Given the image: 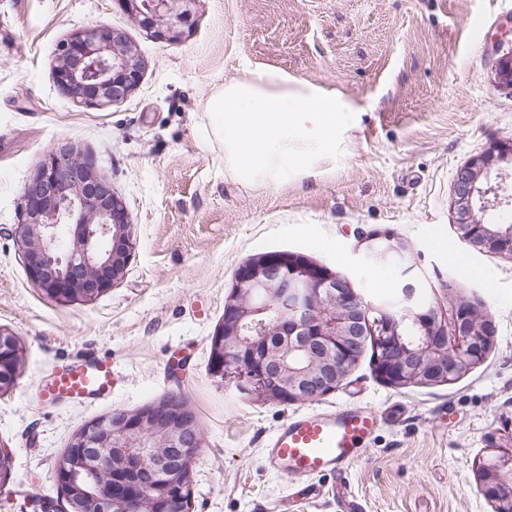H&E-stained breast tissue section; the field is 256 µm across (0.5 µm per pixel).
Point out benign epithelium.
Returning <instances> with one entry per match:
<instances>
[{"mask_svg":"<svg viewBox=\"0 0 512 512\" xmlns=\"http://www.w3.org/2000/svg\"><path fill=\"white\" fill-rule=\"evenodd\" d=\"M121 9L159 39L191 25L194 0H117ZM144 63L124 31L93 27L61 46L58 87L77 103L105 107L139 85ZM512 174V141L492 145L456 174L455 229L462 242L493 257L512 258V221L484 223L500 204L503 181ZM23 222L16 228L30 278L60 300H93L125 275L135 242L124 200L112 184L59 142L24 187ZM69 224L66 241L57 231ZM366 254L411 271L408 246L388 232L362 238ZM417 282L402 284L401 298L368 303L341 277L293 253L252 258L236 272L224 302V323L211 339V371L247 381L260 398L292 404L335 390L352 368L363 337L376 336L383 352L376 372L393 387L451 382L480 363L494 343L496 326L467 303L453 305L451 321L417 299ZM376 327H371V315ZM277 340L272 341L270 337ZM13 341L0 331V392L13 382L5 370ZM196 419L180 405L157 403L112 419L93 421L69 446L88 449L64 474L86 493L102 471L112 485L92 495L97 512H163L155 485L137 477L145 461L164 478L163 496L179 502L192 484L191 465L201 447ZM163 444L181 449L173 463L155 455ZM483 495L492 512H512V448L497 447L480 468Z\"/></svg>","mask_w":512,"mask_h":512,"instance_id":"obj_1","label":"benign epithelium"}]
</instances>
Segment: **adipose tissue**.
<instances>
[{
    "label": "adipose tissue",
    "instance_id": "adipose-tissue-1",
    "mask_svg": "<svg viewBox=\"0 0 512 512\" xmlns=\"http://www.w3.org/2000/svg\"><path fill=\"white\" fill-rule=\"evenodd\" d=\"M243 72L207 102L225 169L244 184L318 175L320 162L336 155L337 134L351 126L354 105L285 72Z\"/></svg>",
    "mask_w": 512,
    "mask_h": 512
}]
</instances>
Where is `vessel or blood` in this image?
I'll use <instances>...</instances> for the list:
<instances>
[{"instance_id":"b4317fda","label":"vessel or blood","mask_w":512,"mask_h":512,"mask_svg":"<svg viewBox=\"0 0 512 512\" xmlns=\"http://www.w3.org/2000/svg\"><path fill=\"white\" fill-rule=\"evenodd\" d=\"M112 382L111 360L66 363L42 385L41 397L48 404L104 398L111 394ZM379 427V414L371 407L297 414L288 418L269 441L264 464L295 479L339 474L364 455Z\"/></svg>"}]
</instances>
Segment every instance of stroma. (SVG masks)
<instances>
[{
    "label": "stroma",
    "instance_id": "obj_1",
    "mask_svg": "<svg viewBox=\"0 0 512 512\" xmlns=\"http://www.w3.org/2000/svg\"><path fill=\"white\" fill-rule=\"evenodd\" d=\"M481 31H473V19ZM126 32L146 67L103 109L58 88L59 43L98 25ZM512 0H197L189 30L155 38L116 0H0V330L22 350L0 393V446L12 468L0 512L58 502L56 461L85 424L182 396L202 446L191 512H492L478 469L512 443V259L461 242L457 170L512 139ZM336 91L357 108L324 174L245 185L224 168L210 96L243 61ZM75 144L126 202L135 250L123 281L94 300L48 296L27 272L14 229L24 186L57 142ZM403 238L428 302L452 297L496 325L483 361L454 381L392 387L362 353L335 391L285 404L212 374L211 338L238 268L300 253L365 300L396 297L402 276L365 257L361 236ZM108 358L111 397L40 398L64 361ZM367 405L381 426L343 476L301 482L268 471L266 439L287 417Z\"/></svg>",
    "mask_w": 512,
    "mask_h": 512
}]
</instances>
